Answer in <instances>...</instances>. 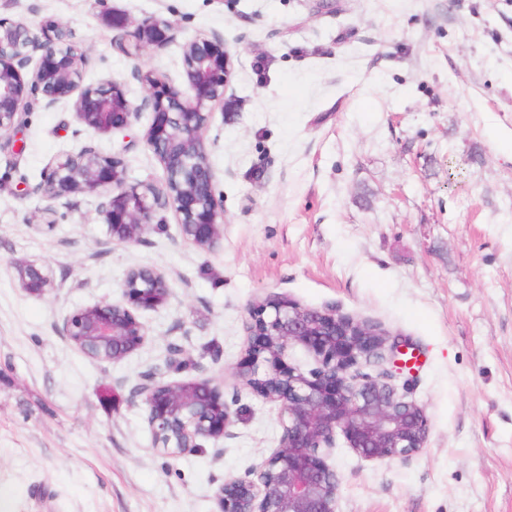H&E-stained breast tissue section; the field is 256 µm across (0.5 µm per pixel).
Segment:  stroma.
I'll use <instances>...</instances> for the list:
<instances>
[{"instance_id":"obj_1","label":"stroma","mask_w":512,"mask_h":512,"mask_svg":"<svg viewBox=\"0 0 512 512\" xmlns=\"http://www.w3.org/2000/svg\"><path fill=\"white\" fill-rule=\"evenodd\" d=\"M113 10L177 27L139 63L173 83L180 40L224 39L232 82L206 133L224 235L198 250L166 210L142 242L115 244L96 196L46 201L50 164L85 145L133 182L164 170L142 140L150 113L125 138L86 130L71 103L33 105L21 142L0 148V512H220L217 489L281 435L278 407L234 376L248 309L270 296L421 350L409 397L424 448L371 461L337 438V512H512V0H0L1 16L62 23L87 53L84 85L116 78L136 101ZM25 263L49 270L44 295L20 288ZM138 266L172 285L142 315V348L99 363L58 336L67 313L121 301ZM152 368L223 381V441L178 458L154 447L131 395Z\"/></svg>"}]
</instances>
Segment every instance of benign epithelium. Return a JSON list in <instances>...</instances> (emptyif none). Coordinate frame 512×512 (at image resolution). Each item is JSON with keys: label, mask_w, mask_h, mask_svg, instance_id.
Masks as SVG:
<instances>
[{"label": "benign epithelium", "mask_w": 512, "mask_h": 512, "mask_svg": "<svg viewBox=\"0 0 512 512\" xmlns=\"http://www.w3.org/2000/svg\"><path fill=\"white\" fill-rule=\"evenodd\" d=\"M107 25L117 31L120 51L134 61L177 41L175 28L156 17L137 20L113 11ZM182 55L179 84L135 66L145 90L135 102L119 79L82 85L87 55L62 24L33 26L0 17V139L21 131L38 101L53 107L72 100L78 122L100 134H121L140 113H151L143 140L163 166V181L131 182L121 158L84 146L56 158L37 191L52 200L76 192L97 195L98 212L117 244L143 241L159 223V211L170 209L183 240L209 251L223 238L225 218L205 133L230 86L233 64L217 34L185 40ZM19 283L25 292L42 295L50 279L42 267L27 264ZM171 296L163 272L132 268L122 302L81 307L63 318L59 333L87 357L118 362L148 340L141 313L166 305ZM247 330L250 342L235 377L278 405L282 433L252 478L219 488L220 512H336L340 477L326 451L336 447L338 434L366 460L402 459L424 447L425 410L407 397L413 375L405 370L415 365L404 356L411 342L332 308L304 307L282 296L253 304ZM292 349L302 350L314 366L288 362ZM132 394L145 406L154 446L171 457L218 443L232 423L224 384L213 379L169 382L150 369L139 375Z\"/></svg>", "instance_id": "1"}]
</instances>
